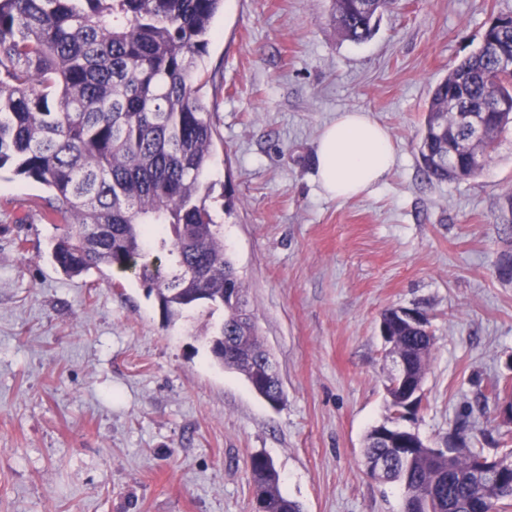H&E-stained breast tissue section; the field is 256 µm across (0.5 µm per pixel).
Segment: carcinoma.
Masks as SVG:
<instances>
[{"label":"carcinoma","instance_id":"1","mask_svg":"<svg viewBox=\"0 0 512 512\" xmlns=\"http://www.w3.org/2000/svg\"><path fill=\"white\" fill-rule=\"evenodd\" d=\"M223 0H0V170L51 192L41 219L63 225L51 249L67 276L110 268L140 280L165 321L199 306L224 309L215 336L232 337L218 363L245 377L266 397L262 345L224 231L203 182L212 156L211 112L200 90V63ZM397 0H333L344 38L361 43ZM512 40V16L498 15L482 42ZM478 48L432 90L419 138V157L439 181L471 177L434 165L446 152L433 130L448 112L455 77L465 76L472 110L486 113L499 138L512 117L489 105L512 99V73ZM239 294L230 303L224 289ZM409 374H425L432 338L427 328L383 313ZM474 452L450 457L410 448L387 476L404 485L403 512H505L512 486L481 483L471 474ZM250 482L263 488L265 512H301L283 493L271 459L251 457Z\"/></svg>","mask_w":512,"mask_h":512}]
</instances>
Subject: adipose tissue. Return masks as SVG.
<instances>
[{
	"mask_svg": "<svg viewBox=\"0 0 512 512\" xmlns=\"http://www.w3.org/2000/svg\"><path fill=\"white\" fill-rule=\"evenodd\" d=\"M318 179L323 193L348 200L369 191L390 173L395 148L388 130L364 112H344L317 141Z\"/></svg>",
	"mask_w": 512,
	"mask_h": 512,
	"instance_id": "obj_1",
	"label": "adipose tissue"
}]
</instances>
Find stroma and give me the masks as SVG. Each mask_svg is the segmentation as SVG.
<instances>
[{"instance_id":"stroma-1","label":"stroma","mask_w":512,"mask_h":512,"mask_svg":"<svg viewBox=\"0 0 512 512\" xmlns=\"http://www.w3.org/2000/svg\"><path fill=\"white\" fill-rule=\"evenodd\" d=\"M332 0H224L201 95L215 135L205 174L284 398L219 367L223 310L165 322L134 277H69L41 220L42 185L0 173V512H253L252 456L270 457L302 512H401L372 478L367 432L390 422L391 307L422 311L433 347L420 412L433 446L512 450L493 384L512 379V129L475 177L439 182L418 155L432 88L512 0H402L355 43ZM386 127L396 162L346 201L316 159L339 113Z\"/></svg>"}]
</instances>
